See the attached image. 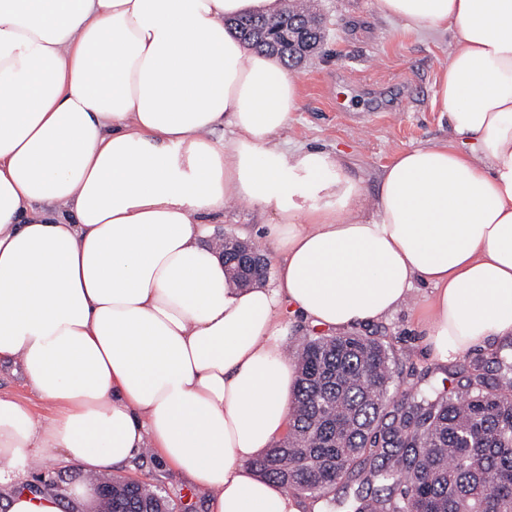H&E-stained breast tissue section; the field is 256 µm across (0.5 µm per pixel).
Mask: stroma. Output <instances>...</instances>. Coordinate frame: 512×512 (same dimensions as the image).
I'll use <instances>...</instances> for the list:
<instances>
[{"instance_id": "35a3bbf8", "label": "stroma", "mask_w": 512, "mask_h": 512, "mask_svg": "<svg viewBox=\"0 0 512 512\" xmlns=\"http://www.w3.org/2000/svg\"><path fill=\"white\" fill-rule=\"evenodd\" d=\"M318 8L324 41L317 55L290 70L302 96L279 141L291 153H330L372 196L397 152L448 138V118L438 112L434 93L453 35L407 30L401 20L379 13L374 0H318ZM358 330L389 343L399 367L394 389L400 394L410 386L409 369H431L432 381L453 387L472 359L490 358L512 344L494 337L456 360L440 361L413 306ZM112 475L161 489L175 512H207L208 492L154 451L114 467Z\"/></svg>"}]
</instances>
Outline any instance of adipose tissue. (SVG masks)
Returning <instances> with one entry per match:
<instances>
[{"instance_id": "adipose-tissue-1", "label": "adipose tissue", "mask_w": 512, "mask_h": 512, "mask_svg": "<svg viewBox=\"0 0 512 512\" xmlns=\"http://www.w3.org/2000/svg\"><path fill=\"white\" fill-rule=\"evenodd\" d=\"M283 7L0 0V361L49 406L0 396L8 512H66L27 477L50 450L88 478L146 448L211 512H299L251 466L289 429L291 318L348 330L422 287L441 359L512 335V0H375L454 41L450 138L397 154L372 198L279 145L299 84L226 21ZM234 201L275 214L272 275L248 288L216 231Z\"/></svg>"}]
</instances>
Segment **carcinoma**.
<instances>
[{
  "label": "carcinoma",
  "instance_id": "obj_1",
  "mask_svg": "<svg viewBox=\"0 0 512 512\" xmlns=\"http://www.w3.org/2000/svg\"><path fill=\"white\" fill-rule=\"evenodd\" d=\"M308 17L288 8L232 27L289 66L287 45L251 30ZM293 355L290 427L252 462L261 476L321 504L320 512H512V349L475 360L453 389L417 387L400 397L392 351L372 336H303ZM145 504L173 512L161 491L113 480L114 512Z\"/></svg>",
  "mask_w": 512,
  "mask_h": 512
}]
</instances>
